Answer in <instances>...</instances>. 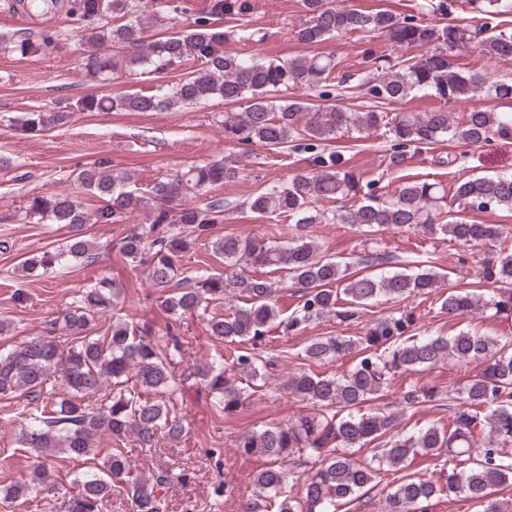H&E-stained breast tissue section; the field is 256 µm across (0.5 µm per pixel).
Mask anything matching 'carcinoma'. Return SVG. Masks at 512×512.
Wrapping results in <instances>:
<instances>
[{
  "label": "carcinoma",
  "mask_w": 512,
  "mask_h": 512,
  "mask_svg": "<svg viewBox=\"0 0 512 512\" xmlns=\"http://www.w3.org/2000/svg\"><path fill=\"white\" fill-rule=\"evenodd\" d=\"M458 0H438L420 5V15L397 16L387 11H365L335 0H298L304 20L294 38L318 43L348 32L379 33L391 47H407L415 55L392 56L366 52L376 77L349 85L350 75L324 56L263 60L243 50L229 51L227 41L259 42L261 28L246 15L248 0H213L209 15L195 27L168 31L159 37L150 28L162 24L177 10L172 0H71L70 12L85 21L81 30L84 49L81 68L85 76L105 82L118 71L128 76L162 72L186 63L192 70L178 82L156 93L89 95L78 103L81 112H169L216 97L226 111L219 123L224 141L259 143L277 151L291 142L293 148L313 154V170L285 185L256 193L250 209L273 219L270 233L241 238L226 234L213 239L214 225L224 220V199L215 196L196 204L173 203L189 194L218 191L235 177L222 162L193 166L187 171L158 176L143 185L129 171L112 170V160L101 157L76 173V181L96 198L98 207L70 194L34 196L26 215L59 224L66 236L56 249L26 258L22 269L49 274L65 263L95 261L94 243L87 237L89 224H114L129 213L149 211L146 224H129L119 239V252L128 261L144 265L159 293L163 310L173 318L168 326L167 348L155 343L152 331L120 318L101 335L99 320L119 296L111 280L101 278L77 291L72 302L44 327L43 334L0 348V396L22 401L18 444L30 449L36 466L29 478L9 486L8 499L28 500L55 490L51 476L61 456L82 460L86 469L72 481L76 493L55 504L58 512H104L115 484L131 494L137 512H163L164 494L172 482L168 471L148 475L138 471L121 445L133 440L147 450L160 437L177 441L185 435L178 411L154 398L156 390L174 387L168 372L171 356L181 351L179 327L186 315L203 316L210 335L224 340V358L202 371L206 388L224 413L243 404L240 384L267 375L270 362L257 352V342L273 328L289 335L308 321L332 318L339 326L361 321L360 336H318L304 348V359L322 364L357 355V362L342 377L303 369L284 384L288 393L319 408L286 425L268 426L240 436L237 447L260 453L268 463L255 478L256 499L243 512H336L344 500L378 485L381 468L372 462L401 470L418 455L441 461L437 479L416 474L400 478L386 494L384 512H425L432 499L463 496L485 504V512H512V499L499 493L512 487V342L489 336L473 327L454 336H418L412 333L410 313H394L372 320L366 310L380 297L404 301L438 287L443 275L418 260L412 273L389 272L387 254L371 253L359 260L363 270L350 272L321 252L311 239L316 224H341L368 236L393 229H422L439 234L459 248L483 246L498 249L500 259L484 268L491 285L488 297L452 290L439 298L440 312L452 319L493 309L512 316V238L494 224H470L467 210L512 209V176H462L454 192L417 180L405 181L393 193H368L359 205L323 208V203L356 195L360 180L348 170L337 151L325 143L357 132H381L392 142L385 158L386 170L406 164L407 148L422 150L448 140L475 148L493 137L512 135V114L464 111L450 117L448 105L484 91L500 100H512V82L485 86L483 79L464 70L454 53L467 48L471 34L455 23ZM480 13L482 35L478 47L496 59L512 58V31L499 28L498 18L512 14V0H468ZM438 13L448 19L431 26L423 14ZM238 21L236 29L219 31L210 17ZM121 45L127 54L116 57L111 47ZM0 49L25 55L29 42L0 35ZM303 87L323 97L330 90L368 88L373 105L367 111L340 109L299 99L275 104L272 95ZM416 90H429L443 102L439 108L417 115L396 112L391 105ZM248 101L243 110L234 106ZM65 112H29L21 126L29 132L64 125ZM203 241L224 261V272L198 276L181 286L183 260L192 245ZM267 269L279 278L265 277ZM297 289L300 302L290 307L278 296V286ZM69 343L62 344L60 336ZM477 363L483 369L459 390L444 396L435 389L410 388L402 394L397 413H363L361 408L383 397L391 377L399 371L435 366L441 362ZM68 388V397L55 392V380ZM448 399L453 410L448 423L432 424L408 434L397 430L399 417L409 409ZM108 437L115 448L97 463L96 439ZM371 461L359 460L338 448L362 449L375 441ZM308 465L306 477L283 464L287 457Z\"/></svg>",
  "instance_id": "carcinoma-1"
}]
</instances>
